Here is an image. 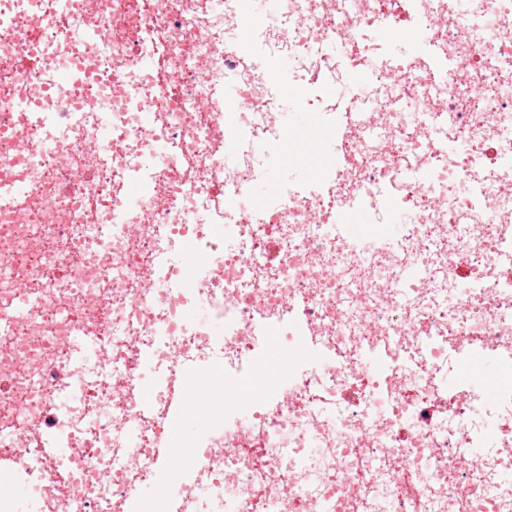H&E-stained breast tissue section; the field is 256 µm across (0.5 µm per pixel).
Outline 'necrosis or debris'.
Returning <instances> with one entry per match:
<instances>
[{
	"label": "necrosis or debris",
	"instance_id": "4bbe7bcc",
	"mask_svg": "<svg viewBox=\"0 0 512 512\" xmlns=\"http://www.w3.org/2000/svg\"><path fill=\"white\" fill-rule=\"evenodd\" d=\"M409 26L428 32L421 52ZM282 58L307 107L318 84L371 71L345 109L381 132L340 137L336 168L255 212L287 135L268 78ZM2 114L0 187L27 194L0 207V302L21 285L39 300L0 339V424L63 427L76 457L61 472L31 449L35 489L66 477L76 512H95L158 482L175 368L230 389L268 355L247 426L225 400L151 512H512V0H286L265 18L239 0H0ZM354 204L375 214L358 243L337 222ZM202 302L221 329L189 323ZM73 336L109 356L63 406ZM476 349L495 401L449 381Z\"/></svg>",
	"mask_w": 512,
	"mask_h": 512
}]
</instances>
